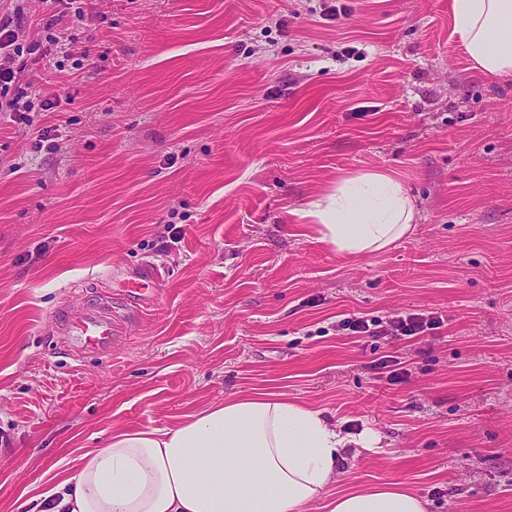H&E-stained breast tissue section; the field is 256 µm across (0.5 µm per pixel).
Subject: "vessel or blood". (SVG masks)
Instances as JSON below:
<instances>
[{
	"instance_id": "obj_1",
	"label": "vessel or blood",
	"mask_w": 512,
	"mask_h": 512,
	"mask_svg": "<svg viewBox=\"0 0 512 512\" xmlns=\"http://www.w3.org/2000/svg\"><path fill=\"white\" fill-rule=\"evenodd\" d=\"M57 334L75 356H111L122 329L112 314V299L100 296L87 300L75 311H61Z\"/></svg>"
}]
</instances>
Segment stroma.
I'll return each mask as SVG.
<instances>
[{"label": "stroma", "instance_id": "1", "mask_svg": "<svg viewBox=\"0 0 512 512\" xmlns=\"http://www.w3.org/2000/svg\"><path fill=\"white\" fill-rule=\"evenodd\" d=\"M329 3L344 14L76 0L73 55L25 56L59 99L0 117V512H29L46 461L69 470L116 426L265 391L379 434L339 486L512 512V78L474 68L448 0ZM50 125L57 148L37 147ZM370 169L402 180L419 221L345 260L295 212ZM153 264L152 298L123 306L125 273ZM98 291L126 332L111 357H72L52 317ZM394 312L442 325L336 332ZM442 320L433 315L419 313H397L388 319L343 318L336 321V332L349 336H394L412 338L420 336L427 330L440 327Z\"/></svg>", "mask_w": 512, "mask_h": 512}]
</instances>
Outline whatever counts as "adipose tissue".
I'll return each instance as SVG.
<instances>
[{
  "instance_id": "ef3b65f1",
  "label": "adipose tissue",
  "mask_w": 512,
  "mask_h": 512,
  "mask_svg": "<svg viewBox=\"0 0 512 512\" xmlns=\"http://www.w3.org/2000/svg\"><path fill=\"white\" fill-rule=\"evenodd\" d=\"M453 30L475 68L512 77V0H449ZM339 256L380 252L410 234L416 208L385 171L353 173L301 212ZM320 410L276 392L228 395L171 427H116L102 447L52 478L32 512H305L338 479L342 453L374 448ZM328 512H427L404 482L337 491Z\"/></svg>"
}]
</instances>
